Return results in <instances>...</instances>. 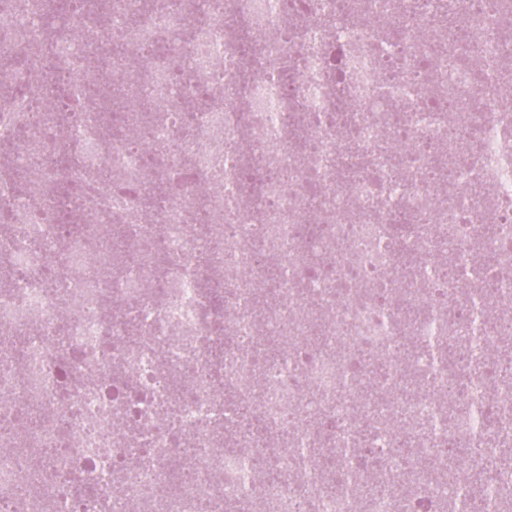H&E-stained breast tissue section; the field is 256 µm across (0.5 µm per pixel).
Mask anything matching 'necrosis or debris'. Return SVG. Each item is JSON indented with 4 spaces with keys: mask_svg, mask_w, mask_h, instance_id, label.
<instances>
[{
    "mask_svg": "<svg viewBox=\"0 0 512 512\" xmlns=\"http://www.w3.org/2000/svg\"><path fill=\"white\" fill-rule=\"evenodd\" d=\"M329 2L105 0L106 20L64 15L48 54L44 0H0V44L27 45L0 98V512H234L256 482L257 512H397L417 449L467 462L468 428L436 425L445 404L478 396L512 426V375L470 352L503 334L473 326L475 300L512 299V100L492 81L512 13L453 0L465 37L442 45L444 0H348L330 27ZM161 35L169 55L133 70L129 49ZM96 57L129 74L109 117L89 104ZM207 93L218 107L188 112ZM244 136L249 166L224 152ZM33 170L49 192L21 191ZM489 222L485 264L472 239ZM440 237L449 274L402 279L399 255L436 267ZM399 299L444 320L447 365L403 358L424 329ZM266 340L287 354L263 356ZM367 378L381 399L359 401ZM358 437L353 483L336 451Z\"/></svg>",
    "mask_w": 512,
    "mask_h": 512,
    "instance_id": "necrosis-or-debris-1",
    "label": "necrosis or debris"
}]
</instances>
